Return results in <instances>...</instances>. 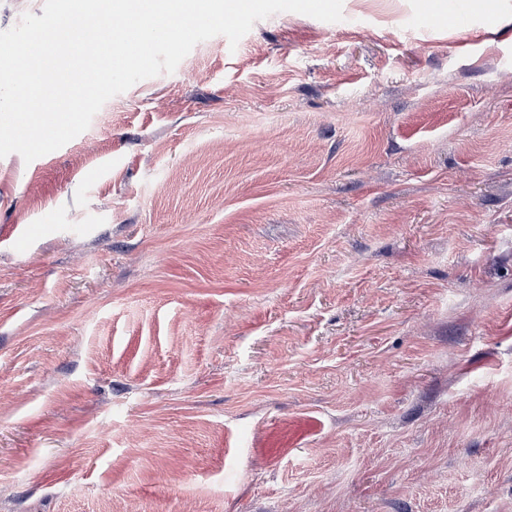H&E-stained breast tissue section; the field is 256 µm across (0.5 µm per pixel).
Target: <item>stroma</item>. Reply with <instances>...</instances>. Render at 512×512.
<instances>
[{"label":"stroma","instance_id":"35a3bbf8","mask_svg":"<svg viewBox=\"0 0 512 512\" xmlns=\"http://www.w3.org/2000/svg\"><path fill=\"white\" fill-rule=\"evenodd\" d=\"M281 12L0 158V512H512V0ZM434 0H418V10L421 14L430 16L432 21L441 27H452L458 30L459 35H465L471 27L469 18L460 9L448 7V11L436 12Z\"/></svg>","mask_w":512,"mask_h":512}]
</instances>
